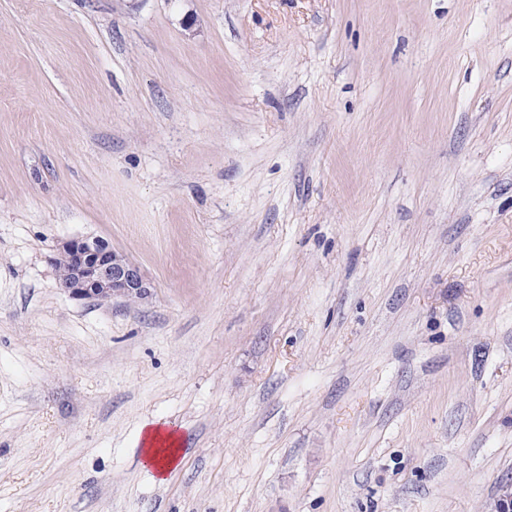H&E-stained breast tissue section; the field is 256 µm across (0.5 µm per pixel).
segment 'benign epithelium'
Masks as SVG:
<instances>
[{
    "mask_svg": "<svg viewBox=\"0 0 512 512\" xmlns=\"http://www.w3.org/2000/svg\"><path fill=\"white\" fill-rule=\"evenodd\" d=\"M60 286L77 299L101 302L123 297L142 299L149 282L139 266L97 237H74L57 244L51 258ZM494 512H512V480L503 483Z\"/></svg>",
    "mask_w": 512,
    "mask_h": 512,
    "instance_id": "7a95c632",
    "label": "benign epithelium"
}]
</instances>
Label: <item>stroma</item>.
Segmentation results:
<instances>
[{
    "label": "stroma",
    "instance_id": "stroma-1",
    "mask_svg": "<svg viewBox=\"0 0 512 512\" xmlns=\"http://www.w3.org/2000/svg\"><path fill=\"white\" fill-rule=\"evenodd\" d=\"M74 236L148 296L64 292ZM510 478L512 0H0V512H489ZM183 444L184 437L175 428H168L159 422H151L144 427L142 438L144 456L161 479H165L175 469Z\"/></svg>",
    "mask_w": 512,
    "mask_h": 512
}]
</instances>
